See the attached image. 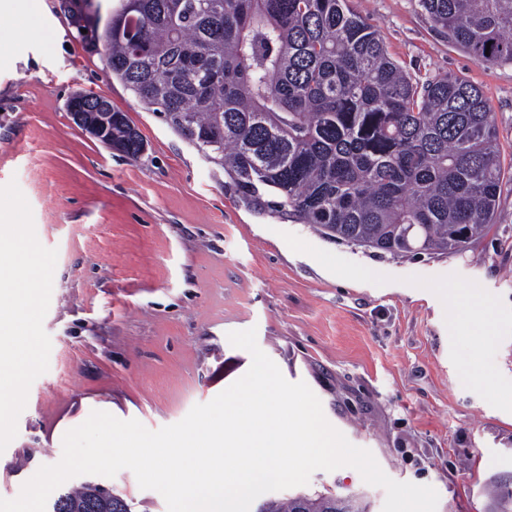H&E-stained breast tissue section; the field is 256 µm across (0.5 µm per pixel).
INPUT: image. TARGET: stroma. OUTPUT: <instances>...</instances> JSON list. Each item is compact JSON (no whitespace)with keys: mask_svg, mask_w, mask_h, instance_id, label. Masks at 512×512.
Masks as SVG:
<instances>
[{"mask_svg":"<svg viewBox=\"0 0 512 512\" xmlns=\"http://www.w3.org/2000/svg\"><path fill=\"white\" fill-rule=\"evenodd\" d=\"M55 41L29 37L0 67V186L16 181L38 241L57 250L43 327L48 370L32 383L18 434L0 453V498H16L64 434L92 411L155 431L211 401L251 365L228 340H256L328 422L393 480L429 485L437 512H485V484L512 472V402L470 376L512 386V63L450 45L419 0H349L415 80L451 73L495 115L507 178L493 224L462 255L394 259L247 206L210 163L109 77L95 39L118 0H41ZM76 93H104L142 135L133 161L77 126ZM478 297L489 344L460 330L450 297ZM134 512H167L132 471L94 476ZM302 493H386L353 468L314 472Z\"/></svg>","mask_w":512,"mask_h":512,"instance_id":"obj_1","label":"stroma"}]
</instances>
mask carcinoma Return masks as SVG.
Instances as JSON below:
<instances>
[{
  "label": "carcinoma",
  "mask_w": 512,
  "mask_h": 512,
  "mask_svg": "<svg viewBox=\"0 0 512 512\" xmlns=\"http://www.w3.org/2000/svg\"><path fill=\"white\" fill-rule=\"evenodd\" d=\"M419 5L448 43L512 62V0ZM96 38L110 75L246 203L394 257L463 255L492 221L503 165L485 97L448 74L412 81L348 0H120ZM83 103L112 112L99 141L141 157V135L107 96L77 94L68 108ZM87 488L65 492L72 512ZM265 512L330 508L295 495ZM486 512H512V473L494 480Z\"/></svg>",
  "instance_id": "cac0c4a2"
}]
</instances>
